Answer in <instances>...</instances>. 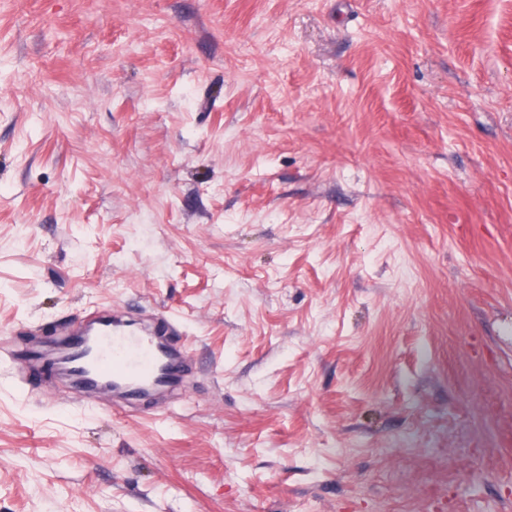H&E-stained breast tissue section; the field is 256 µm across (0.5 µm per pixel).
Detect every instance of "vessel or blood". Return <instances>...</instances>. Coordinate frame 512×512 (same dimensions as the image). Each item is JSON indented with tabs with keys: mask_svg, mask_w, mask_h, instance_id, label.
<instances>
[{
	"mask_svg": "<svg viewBox=\"0 0 512 512\" xmlns=\"http://www.w3.org/2000/svg\"><path fill=\"white\" fill-rule=\"evenodd\" d=\"M176 332L164 316L141 331L89 316L67 340L70 369L86 385L107 379L133 394L167 388L179 375L180 354L165 342Z\"/></svg>",
	"mask_w": 512,
	"mask_h": 512,
	"instance_id": "b4317fda",
	"label": "vessel or blood"
}]
</instances>
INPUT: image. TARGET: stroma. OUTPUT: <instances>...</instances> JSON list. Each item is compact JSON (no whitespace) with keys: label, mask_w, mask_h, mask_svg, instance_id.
<instances>
[{"label":"stroma","mask_w":512,"mask_h":512,"mask_svg":"<svg viewBox=\"0 0 512 512\" xmlns=\"http://www.w3.org/2000/svg\"><path fill=\"white\" fill-rule=\"evenodd\" d=\"M0 342V512H512V0H0ZM67 340L69 364L82 384L101 379L137 394L140 390H160L179 375L180 353L159 339L176 336V326L161 315L138 332L120 320L92 314Z\"/></svg>","instance_id":"35a3bbf8"}]
</instances>
